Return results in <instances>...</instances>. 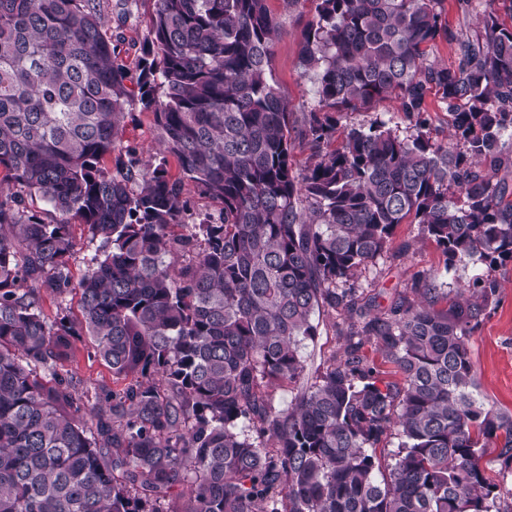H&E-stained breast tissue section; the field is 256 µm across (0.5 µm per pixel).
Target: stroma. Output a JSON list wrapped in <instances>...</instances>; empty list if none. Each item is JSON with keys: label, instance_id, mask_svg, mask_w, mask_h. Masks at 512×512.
I'll list each match as a JSON object with an SVG mask.
<instances>
[{"label": "stroma", "instance_id": "35a3bbf8", "mask_svg": "<svg viewBox=\"0 0 512 512\" xmlns=\"http://www.w3.org/2000/svg\"><path fill=\"white\" fill-rule=\"evenodd\" d=\"M103 11L110 25H122L125 36L124 61L130 72H137L140 46L148 35V19L153 0H137L132 17H125L122 0H102ZM269 10L282 23L283 33L274 47L273 75L283 95L290 103L295 117L314 107L315 101L308 89L309 82L301 75L298 54L302 26L296 14L286 10L283 0H267ZM442 15L453 32H471L476 28V16L487 10L495 11L500 22L512 27V0H475L473 14L466 15L457 0H442ZM133 121L124 131L126 143L143 150L144 156L158 161L159 131L152 113L132 105ZM427 271L435 275L436 284L448 292H455L471 277L485 273L486 268L477 261H465L454 270H446L445 256L430 240L423 239L415 224H401L395 229L393 249L379 257L355 281V288L377 291L381 305H388L391 296L409 287L415 272ZM494 275L499 288L493 297L484 320L470 336L468 347L475 366L479 390L487 404L495 410L512 413V261L498 267ZM341 317L334 312L321 313L319 334L315 341L306 342L301 355L306 365V376L315 371L333 355L340 353L343 338L336 329ZM88 342L78 344L74 360L66 369L80 380L84 401L94 404L100 391L111 389L112 371L100 359L91 356Z\"/></svg>", "mask_w": 512, "mask_h": 512}]
</instances>
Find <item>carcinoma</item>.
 Here are the masks:
<instances>
[{
	"mask_svg": "<svg viewBox=\"0 0 512 512\" xmlns=\"http://www.w3.org/2000/svg\"><path fill=\"white\" fill-rule=\"evenodd\" d=\"M311 2L297 124L266 0H154L136 77L101 0H0V512H502L485 466L512 474V414L481 397L467 341L512 260V28L488 12L455 34L442 0ZM440 39L450 65L428 60ZM390 98L415 133L379 119L331 147L343 113ZM135 101L177 175L124 142ZM187 182L218 216L194 219ZM76 224L109 251L75 282ZM400 224L446 271L486 272L452 297L419 272L380 307L349 282ZM72 291L80 317L45 316ZM322 310L344 347L307 381ZM84 336L116 385L90 412L57 371ZM428 101L431 106V112H428L430 135L438 139L444 138L448 134V113L438 108L433 93L429 94Z\"/></svg>",
	"mask_w": 512,
	"mask_h": 512,
	"instance_id": "carcinoma-1",
	"label": "carcinoma"
}]
</instances>
